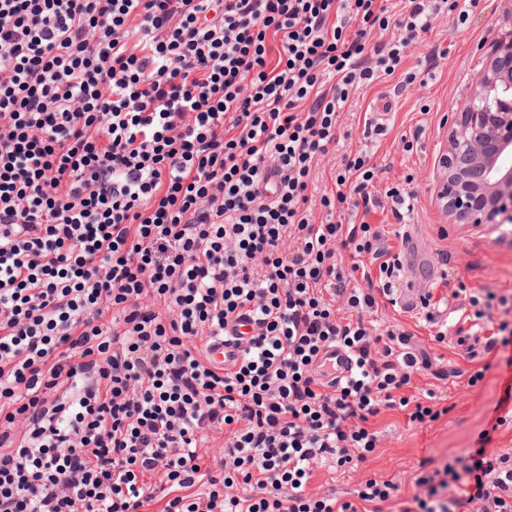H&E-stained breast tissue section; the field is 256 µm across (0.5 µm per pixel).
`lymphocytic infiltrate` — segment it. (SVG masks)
Wrapping results in <instances>:
<instances>
[{
	"mask_svg": "<svg viewBox=\"0 0 512 512\" xmlns=\"http://www.w3.org/2000/svg\"><path fill=\"white\" fill-rule=\"evenodd\" d=\"M446 2L0 0V512H383L392 481L344 499L311 478L364 461L381 410L436 421L409 392L430 363L368 318L402 266L352 221L378 203L370 154L318 199L312 173ZM440 279L450 295L419 306L436 342L442 308L480 329L507 303ZM245 317L254 334H230ZM334 345L355 369L325 384ZM214 432L216 469L198 452ZM414 487L404 512H512V452Z\"/></svg>",
	"mask_w": 512,
	"mask_h": 512,
	"instance_id": "lymphocytic-infiltrate-1",
	"label": "lymphocytic infiltrate"
}]
</instances>
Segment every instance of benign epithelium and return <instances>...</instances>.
I'll list each match as a JSON object with an SVG mask.
<instances>
[{
	"label": "benign epithelium",
	"instance_id": "7a95c632",
	"mask_svg": "<svg viewBox=\"0 0 512 512\" xmlns=\"http://www.w3.org/2000/svg\"><path fill=\"white\" fill-rule=\"evenodd\" d=\"M512 43L501 45L461 103L442 156L439 192L459 224L512 222Z\"/></svg>",
	"mask_w": 512,
	"mask_h": 512
}]
</instances>
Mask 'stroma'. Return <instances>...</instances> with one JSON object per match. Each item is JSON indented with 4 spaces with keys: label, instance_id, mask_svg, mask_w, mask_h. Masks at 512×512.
I'll return each instance as SVG.
<instances>
[{
    "label": "stroma",
    "instance_id": "stroma-1",
    "mask_svg": "<svg viewBox=\"0 0 512 512\" xmlns=\"http://www.w3.org/2000/svg\"><path fill=\"white\" fill-rule=\"evenodd\" d=\"M512 42V0H480L465 25L458 27L454 14H441L431 30L411 49L404 71L416 73L418 84L402 87L401 73L378 80L351 99L340 117L342 137L314 173L315 184L331 183L334 167L345 155L367 150L381 167L375 184L377 207L368 223L380 225L397 250L415 243L435 265H447L462 276L468 287L488 288L512 296V243L504 242L491 224H465L456 228L437 197L442 182L440 158L447 148L448 115L469 95L476 78L495 47ZM386 103V119L375 109ZM412 150H405V141ZM415 192L413 210L396 220L386 192L392 187ZM381 326L401 325L410 331L412 352H425L432 363L413 382L418 394L434 393L445 415L428 426L410 423L403 412L382 410L372 421L380 435L378 448L364 462L339 471L325 466L315 471L311 489H335L346 496L367 479L396 482L399 490L384 512H399L414 493L413 478L421 461L441 466L476 447L484 430H491V446L512 449V406L503 404L506 371L503 357L512 356V341L491 354L471 361L463 335L449 332L447 344L434 341L432 328L401 307L380 302L373 314ZM478 382L469 377L476 370Z\"/></svg>",
    "mask_w": 512,
    "mask_h": 512
}]
</instances>
